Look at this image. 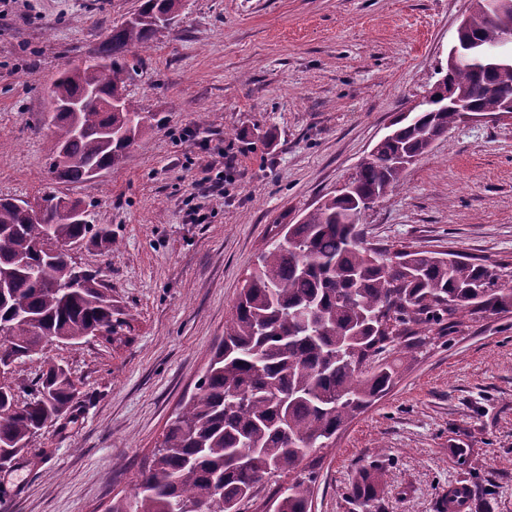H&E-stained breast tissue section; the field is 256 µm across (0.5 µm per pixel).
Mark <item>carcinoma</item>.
<instances>
[{
  "label": "carcinoma",
  "instance_id": "obj_1",
  "mask_svg": "<svg viewBox=\"0 0 512 512\" xmlns=\"http://www.w3.org/2000/svg\"><path fill=\"white\" fill-rule=\"evenodd\" d=\"M494 10L473 0L458 39L477 54L493 50L500 66H461L449 72L454 95L467 107L427 104L398 115L392 135L380 139L357 164L345 191L321 201L298 223L286 224L261 252L244 280L224 340L200 377L195 397L167 425L152 459L136 477L134 500L117 498L107 512H242L247 492L274 476L288 484L273 494L274 512H311L314 471L303 461L329 448L337 433L396 384L400 370L459 333L464 318L512 314V266L488 265L448 251L390 253L369 247L363 211L385 197L403 171L426 153L427 141L466 121L471 112H497L512 100V42H503L512 21V0ZM181 0H144L135 16L112 26L98 60L63 72L51 87L55 129L51 173L80 183L93 171L114 169L151 116L126 94L123 60L148 50L178 17ZM111 98L119 108L109 107ZM40 217L0 199V466L24 453L46 423L71 407L75 383L61 365L39 374L17 404L9 368L36 348L77 345L113 333L122 321L112 290L84 271L77 288L65 284L76 268L64 248L92 244L110 252L112 230L81 223L68 210L78 201L47 194ZM63 250L51 264L44 247ZM313 317L301 324V308ZM383 472H362L350 489L354 505L371 512Z\"/></svg>",
  "mask_w": 512,
  "mask_h": 512
}]
</instances>
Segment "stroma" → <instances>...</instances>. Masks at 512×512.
Instances as JSON below:
<instances>
[{"label":"stroma","instance_id":"1","mask_svg":"<svg viewBox=\"0 0 512 512\" xmlns=\"http://www.w3.org/2000/svg\"><path fill=\"white\" fill-rule=\"evenodd\" d=\"M143 0H9L0 6V198L82 201L119 247L76 255L100 271L125 324L15 364L43 363L78 394L26 456L0 468V512H106L133 480L224 337L243 280L279 225L294 224L355 170L398 113L425 95L472 0H182L174 25L130 53L128 89L153 115L124 162L53 181L49 90L93 56ZM235 180L213 179L224 153ZM204 214V221L193 218ZM368 238L512 262V122H465L366 211ZM470 449L457 464L456 449ZM39 465H30L31 457ZM311 512H356L347 493L383 470L374 512H512V314L474 323L403 369L396 385L312 453Z\"/></svg>","mask_w":512,"mask_h":512}]
</instances>
